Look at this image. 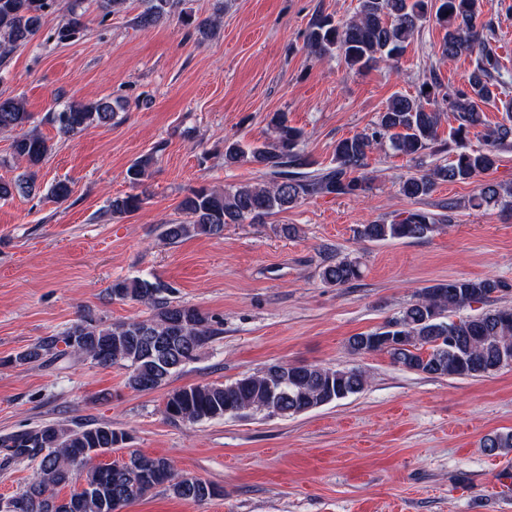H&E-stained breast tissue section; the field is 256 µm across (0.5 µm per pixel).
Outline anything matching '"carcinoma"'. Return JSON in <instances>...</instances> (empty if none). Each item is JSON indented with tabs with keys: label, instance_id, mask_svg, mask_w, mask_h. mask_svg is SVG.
Instances as JSON below:
<instances>
[{
	"label": "carcinoma",
	"instance_id": "1",
	"mask_svg": "<svg viewBox=\"0 0 512 512\" xmlns=\"http://www.w3.org/2000/svg\"><path fill=\"white\" fill-rule=\"evenodd\" d=\"M54 0H0V69L7 66L15 50L27 46L41 30ZM148 6L135 17L143 29L153 28L171 12L202 34L216 20L195 22L180 9L181 0H145ZM484 0H360L356 16L335 21L319 16L308 32L305 48L315 57L341 54L347 66L363 69L380 60H395L415 32L429 19L445 29L441 54L475 56L467 80L453 90H444L438 77L422 83L416 95L396 93L379 113L374 125L341 139L335 148L336 168L311 174L299 168L308 165L298 151L303 133L288 124L283 112L273 114V137L261 145L224 140V164L251 163L264 179L217 190L200 186L179 204L185 220L161 225V236L170 243L198 235L224 236L228 224H263L306 197L355 196L365 185L361 171L368 151L391 144L394 150L419 165L437 140L441 107L453 113L457 126L449 138L463 142L474 133L482 141L478 150H461L444 165L412 173L400 181L401 193L416 200L430 196L439 183H465L491 172L501 151L512 147V109L489 123L482 104L496 97L492 87L500 81V58L493 47L492 25L478 26ZM83 13L71 9L67 21L52 38L63 43L83 29ZM116 106L102 98L92 103L69 102L50 121L63 135L76 134L90 126L108 125ZM32 113L13 96L0 94V132H13L14 158L30 168L13 180H0V200L30 196L37 189L35 171L52 146L36 129L29 128ZM153 156L138 158L126 170L133 185L148 176ZM143 204L138 194L112 198L114 218L137 212ZM512 207V185L485 181L478 185L471 206ZM455 204H444L442 212L423 209L407 212L390 222L365 224L358 230L364 242L417 239L454 220ZM321 281L342 287L361 276L359 263L343 257L328 262ZM169 286L160 281L133 277L116 279L110 294L117 300H132L152 311L145 319L104 324L83 315L60 336L39 340L18 352L9 362L19 365L61 360L77 356L100 367L121 365L127 370L126 387L148 392L165 385L169 378L192 362L218 335L211 320L200 310L174 305L163 293ZM512 293V283L497 278L450 279L423 289L399 314L370 333L348 339L354 353L385 352L391 360L411 371L436 377H481L509 367L512 360V305L488 308L473 316L450 319L453 311L487 304ZM366 375L358 370L317 365L274 363L229 384H192L171 391L163 413L171 421L189 423L221 420L226 416L248 417L258 413L291 417L342 400L363 391ZM122 432L110 424L67 427L47 422L0 436V448L8 460L38 461L40 479L17 498L23 512H117L131 502L161 488L175 497L204 502L218 495L217 487L194 476L180 475L165 458H151L134 450L129 462L94 464L88 450L106 453L115 448ZM483 447L491 454L512 448V431L486 437ZM73 486L66 498L60 486Z\"/></svg>",
	"mask_w": 512,
	"mask_h": 512
}]
</instances>
